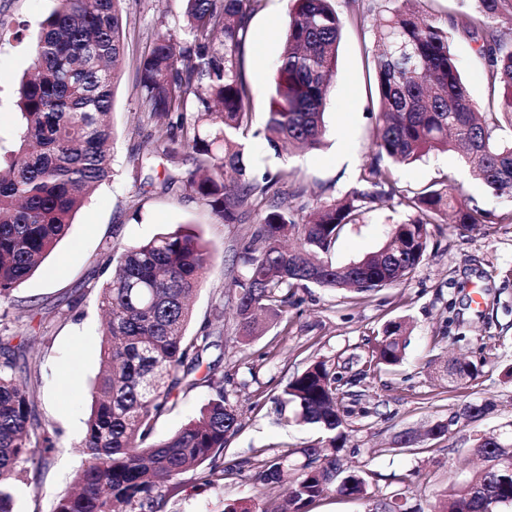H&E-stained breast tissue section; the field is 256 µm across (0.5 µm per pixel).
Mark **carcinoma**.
<instances>
[{
	"mask_svg": "<svg viewBox=\"0 0 512 512\" xmlns=\"http://www.w3.org/2000/svg\"><path fill=\"white\" fill-rule=\"evenodd\" d=\"M122 2L61 0L40 23L33 73L18 89L17 142L0 155V305L53 252L86 196L112 176L111 114L126 37ZM184 2V37L158 29L135 59L136 95L151 121L146 140L181 160L182 168L160 183L162 192L189 191L228 224L261 216L238 254L240 336L258 335L262 320L280 316L297 288L363 295L408 280L426 256L430 224L451 215L465 232L491 221L490 212L462 201L454 176L439 188L409 190L399 185L396 167L452 151L494 195L512 198V143L492 138L502 124L512 126V38L495 27L501 16L512 19V0H478V10L451 16L453 30L479 42L495 94L484 109L461 77L448 30L411 10L409 0H394L398 6L386 9L374 31L368 61L370 96L378 104L373 158L343 197L318 203L307 217L289 200L301 194L286 190L291 172L251 174L246 141L262 139L277 156L322 145L342 30L364 21L361 0H347L344 14L333 0H289L262 128L253 124L243 52L263 0ZM384 198L398 199L406 219L392 226L378 251L333 263L330 252L345 226L360 223L369 205ZM211 259L199 237L181 227L112 246L115 269L100 289L103 370L92 390L74 490L53 512H164L187 471H199L200 485L214 489L233 473L221 457L239 431L238 413L224 395L220 359L204 363L221 344L205 331L187 334L189 300ZM407 345V323L388 320L372 361L397 366ZM19 359L6 353L0 362V512H13L18 462L57 450L54 438L34 425ZM444 372L462 383L477 377L481 365L457 358ZM200 386L210 396L199 416L151 440L172 398ZM344 397L341 378L321 359L289 380L280 403L294 405L297 422L320 436L301 450L299 463L288 455L260 460L255 477L269 489L296 467L286 503L232 501L224 512H305L330 492L365 497L366 472L342 467L338 456L346 441ZM493 409L487 400L467 403L459 417L477 421ZM471 451L484 466L462 488L444 490L435 512H512V428L475 439ZM373 512L411 510L393 493Z\"/></svg>",
	"mask_w": 512,
	"mask_h": 512,
	"instance_id": "cac0c4a2",
	"label": "carcinoma"
}]
</instances>
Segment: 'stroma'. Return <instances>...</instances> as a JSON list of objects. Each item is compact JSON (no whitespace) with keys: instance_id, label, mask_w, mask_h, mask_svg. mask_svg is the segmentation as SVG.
<instances>
[{"instance_id":"stroma-1","label":"stroma","mask_w":512,"mask_h":512,"mask_svg":"<svg viewBox=\"0 0 512 512\" xmlns=\"http://www.w3.org/2000/svg\"><path fill=\"white\" fill-rule=\"evenodd\" d=\"M59 0H0V153L13 148L20 113L17 84L32 66V46L40 22ZM384 0L367 13L363 27L345 26L338 73L328 93L324 146L271 157L259 141L250 145L257 167H285L296 175L308 207L342 196L372 156L377 115L368 91L367 58L372 30ZM126 51L129 59L115 89L112 122L114 175L86 200L68 234L40 269L13 292V305L0 317V351L22 352L20 364L33 395L37 423L54 436L58 449L43 460L21 463L14 512H51L72 486L80 463L78 448L89 412L91 391L101 364L99 291L112 271L111 248L152 238L177 227L198 234L212 251L192 303L189 333L209 327L223 334L221 368L225 392L237 409L240 429L224 450V461L242 464L241 473L224 481L221 491L199 487L196 472L183 477L184 488L170 498L166 512H222L225 500L257 503L261 487L252 466L257 451L278 455L299 451L316 431L296 424L293 406L277 398L310 360L323 359L352 383L343 401L348 412L345 464L367 473L368 496L328 494L309 512H371L378 499L403 492L412 512H431L437 494L461 486L477 470L470 456L475 436L512 422V223L501 216L512 200L495 196L471 179L451 152H429L396 171L402 186L419 189L454 175L467 202L489 211L492 222L471 232L448 223L429 225L425 259L411 278L352 300L345 293L311 285L297 289L291 304L266 331L243 341L232 319V282L241 265L232 264L259 217L227 224L192 194H167L156 187L138 188L130 172L147 145L146 113L135 94L132 64L159 26L179 30L182 0H125ZM288 25L286 0H264L251 21L252 37L244 49V72L253 92L255 126L270 110L274 67ZM452 49L475 100L487 105L485 63L474 40L454 33ZM396 201L376 204L363 223L345 227L330 257L344 265L379 250L391 225L405 220ZM78 306H71L72 298ZM403 318L410 325L402 364L365 371L375 337L384 322ZM463 354L481 363L473 380L451 386L436 372L440 361ZM209 395L199 387L178 393L157 420L155 438H164L194 417ZM489 400L493 412L474 422H459L439 439L411 448L396 447V435L420 430L458 413L469 402ZM411 474L400 483L402 474Z\"/></svg>"}]
</instances>
